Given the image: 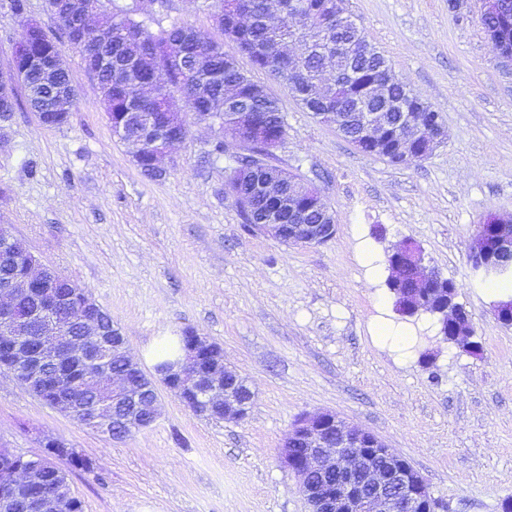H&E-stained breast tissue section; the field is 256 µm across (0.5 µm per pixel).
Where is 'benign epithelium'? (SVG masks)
I'll return each mask as SVG.
<instances>
[{
	"instance_id": "1",
	"label": "benign epithelium",
	"mask_w": 512,
	"mask_h": 512,
	"mask_svg": "<svg viewBox=\"0 0 512 512\" xmlns=\"http://www.w3.org/2000/svg\"><path fill=\"white\" fill-rule=\"evenodd\" d=\"M325 13L336 17L345 25L348 15L344 0H326L322 5ZM54 13L78 15L86 27L100 25L101 11L95 0H57ZM506 28L499 27L487 32L497 56L512 63V42L504 38ZM43 33L38 22L26 20V31L12 51V62L8 71L0 70V101L13 105L16 90L27 84L28 63L32 57L31 42ZM42 72L49 79L66 75L68 70L63 53H58L41 62ZM332 79H316L307 89L313 98L327 99L333 87ZM236 88L224 90V100L210 103L206 112H195L193 119L198 124L215 128L219 135L231 138L245 149L272 154L286 140L284 131H275L265 122L251 120L247 113H235L234 124L224 127L221 109L236 100ZM428 103L421 100L417 105L410 102L395 104L394 112H373L362 101L355 105L353 112H319L317 118L333 124L341 133L349 125L357 128L352 144L370 155L382 157L400 166H408L429 158L448 136L443 122H434L430 129L411 114L412 109L424 111ZM144 127V135L130 137L126 142L135 147V153L152 155L157 171L161 159L171 146L186 139L189 129L183 127L178 134L158 129L151 123L147 112L138 114ZM398 127V135L390 140L384 132L390 123ZM257 189L269 198L274 207L260 223L251 225V231L272 238L290 246L321 245L336 234V214L325 202L320 191L307 181L293 176L287 170L279 173L265 170ZM310 202L321 215L317 224H301L305 208L302 201ZM512 255V219L491 217L487 224L478 226L470 244L469 259L473 268L487 278H503L512 275L507 256ZM28 274L14 279L0 287V334L13 336L8 300L22 290H39L42 293L41 306L35 313L40 326L38 344L31 355L29 378L24 384L36 386L53 395V404L58 411H70L74 397L66 379L50 372L51 366L65 363L80 369L99 358L106 346H112V353L121 354L129 368L139 373L143 369L128 354L125 337L116 333L112 340L103 336L101 319L103 309L93 299L84 305L79 322L82 335H70V329L58 313L59 297L51 290V280L61 277L52 266L42 263L34 254H28ZM423 256L411 242L398 248L390 255V268L394 277L411 278L416 288L414 305L410 313L428 310L442 315L443 325L455 327L454 344L470 353L479 351L480 346L472 340L471 328L465 308L455 297L440 293L435 284L442 280L438 273H422ZM233 368L224 365L220 347L203 336L191 337L183 358L167 373L160 377L162 384L174 380L180 388H169L178 400L194 415L208 420L244 419L252 406L254 394L247 391L236 394L233 388L225 386ZM100 383L112 391V400L133 405L139 403V389L126 373H116L107 365L101 366L91 384ZM285 468L299 478V490L306 499L310 512H437L433 496L425 478L402 455L388 448L383 440L373 433L354 427L330 412H319L302 418L288 433L280 451ZM14 478L21 484L40 482V458H28V466L15 471Z\"/></svg>"
}]
</instances>
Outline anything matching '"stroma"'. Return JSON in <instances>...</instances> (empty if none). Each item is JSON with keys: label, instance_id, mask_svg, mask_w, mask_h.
<instances>
[{"label": "stroma", "instance_id": "35a3bbf8", "mask_svg": "<svg viewBox=\"0 0 512 512\" xmlns=\"http://www.w3.org/2000/svg\"><path fill=\"white\" fill-rule=\"evenodd\" d=\"M213 0H163L151 30L182 23L226 40ZM397 78L439 113L448 137L427 160L396 166L360 152L306 112L280 82L252 71L288 123L273 164L313 183L336 213L326 244L288 246L246 231L225 184L240 153L214 151L191 125L162 176L136 166L112 134L96 80L79 54L64 61L77 96L68 124L44 127L27 102L0 129V224L84 288L112 316L145 372L168 336L216 342L251 386L247 417L195 416L166 387L161 414L119 441L45 405L0 368V448L33 456L59 437L88 459L69 473L83 512H308L280 449L307 415L329 411L406 457L443 512H502L512 498V326L468 258L478 224L512 216V65L493 52L480 0H344ZM43 0L26 17L0 9V69L25 19L47 34ZM364 235L388 255L410 240L426 268L454 282L482 345L443 340L428 315L409 359L374 342L376 295L357 261Z\"/></svg>", "mask_w": 512, "mask_h": 512}]
</instances>
